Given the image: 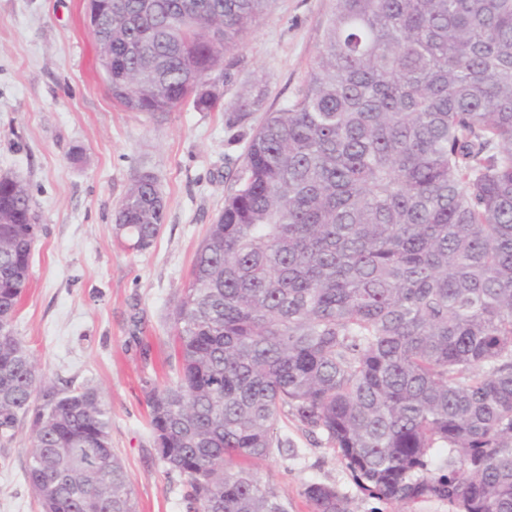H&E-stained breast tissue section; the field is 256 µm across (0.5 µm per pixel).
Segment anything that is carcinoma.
I'll list each match as a JSON object with an SVG mask.
<instances>
[{"label": "carcinoma", "mask_w": 512, "mask_h": 512, "mask_svg": "<svg viewBox=\"0 0 512 512\" xmlns=\"http://www.w3.org/2000/svg\"><path fill=\"white\" fill-rule=\"evenodd\" d=\"M271 0H99L112 99L155 116L192 100ZM243 90L231 111H256ZM166 205L138 173L114 234L142 252ZM39 225L0 183V444L32 414L41 512H136L92 388L39 375L12 329ZM177 377L148 394L187 512H288L240 462L291 417L356 485L400 505L512 512V0H332L295 99L252 129L235 186L171 312ZM312 512H348L335 487Z\"/></svg>", "instance_id": "1"}]
</instances>
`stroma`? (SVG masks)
Returning <instances> with one entry per match:
<instances>
[{"instance_id":"obj_1","label":"stroma","mask_w":512,"mask_h":512,"mask_svg":"<svg viewBox=\"0 0 512 512\" xmlns=\"http://www.w3.org/2000/svg\"><path fill=\"white\" fill-rule=\"evenodd\" d=\"M86 7L87 0H0V174L29 187L41 227L14 329L44 381L94 388L108 405L136 512H186L185 480L162 461L147 404L150 388L174 377L170 312L224 205L247 133L295 98L331 2L274 0L231 54L237 68L224 109L187 103L160 117L113 105ZM259 76L260 109L230 125L227 105ZM143 171L157 179L166 220L139 253L115 241L112 224ZM30 427L21 421L13 442L0 446V512H39L24 471ZM278 433L284 447L250 467L288 512H310L304 489L312 483L335 486L349 512H452L436 498L404 507L371 498L324 434L292 419Z\"/></svg>"}]
</instances>
